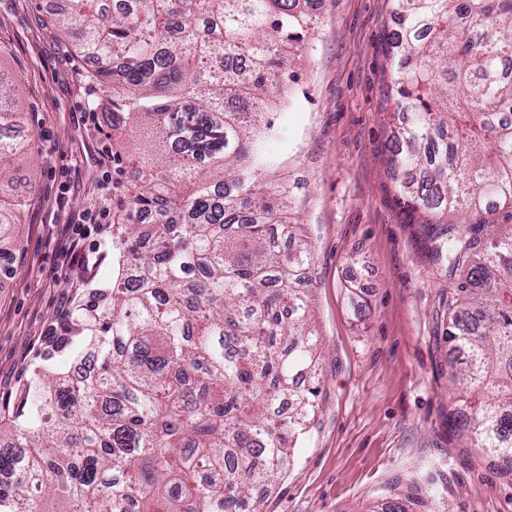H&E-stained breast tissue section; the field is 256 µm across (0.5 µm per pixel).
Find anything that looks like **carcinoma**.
<instances>
[{
  "instance_id": "cac0c4a2",
  "label": "carcinoma",
  "mask_w": 512,
  "mask_h": 512,
  "mask_svg": "<svg viewBox=\"0 0 512 512\" xmlns=\"http://www.w3.org/2000/svg\"><path fill=\"white\" fill-rule=\"evenodd\" d=\"M58 27L113 63L112 128L142 136L141 188L155 224L112 225L119 272L69 332L92 377L44 370L0 420V512H260L318 408L312 256L286 194L263 189L265 111L315 15L307 0H66ZM389 159L404 203L440 256L448 214L512 209V0H394ZM16 84L0 72V183L28 159ZM23 201L0 195V245ZM457 236L466 275L448 301V425L512 459V232ZM406 499L422 506L421 480Z\"/></svg>"
}]
</instances>
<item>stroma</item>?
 I'll use <instances>...</instances> for the list:
<instances>
[{
  "mask_svg": "<svg viewBox=\"0 0 512 512\" xmlns=\"http://www.w3.org/2000/svg\"><path fill=\"white\" fill-rule=\"evenodd\" d=\"M64 0H0V69L20 91L31 159L0 192L24 201L0 277V411L11 412L50 336L63 299L87 303L112 283L111 235L89 237L91 270L52 279L46 269L72 214L109 202L128 211L140 182L139 139L106 115L80 124L108 89L54 23ZM315 28L290 69L267 149L268 186L287 184L288 214L313 255L309 285L320 339L319 409L297 461L261 499L262 512H366L426 480L434 512H512V476L448 434L452 408L448 296L460 275L428 252L386 159L405 117L390 102L393 0H310ZM108 173V193L98 179ZM364 304L356 313L355 304Z\"/></svg>",
  "mask_w": 512,
  "mask_h": 512,
  "instance_id": "1",
  "label": "stroma"
}]
</instances>
